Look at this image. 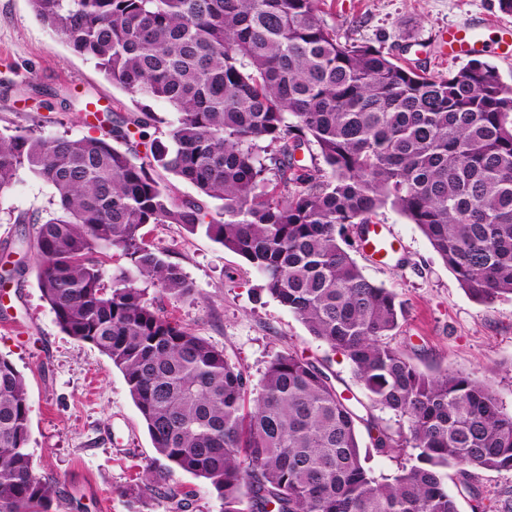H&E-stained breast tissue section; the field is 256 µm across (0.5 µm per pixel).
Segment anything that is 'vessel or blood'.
I'll return each instance as SVG.
<instances>
[{"label":"vessel or blood","mask_w":512,"mask_h":512,"mask_svg":"<svg viewBox=\"0 0 512 512\" xmlns=\"http://www.w3.org/2000/svg\"><path fill=\"white\" fill-rule=\"evenodd\" d=\"M485 19L473 18L462 25L449 27L441 37L444 57L462 60L477 55H495L512 60V25L499 24L496 39L488 40L481 34ZM361 249L374 262L384 261L396 250V240L389 227L377 222L364 225L360 237Z\"/></svg>","instance_id":"vessel-or-blood-1"}]
</instances>
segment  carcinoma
Instances as JSON below:
<instances>
[{
	"instance_id": "cac0c4a2",
	"label": "carcinoma",
	"mask_w": 512,
	"mask_h": 512,
	"mask_svg": "<svg viewBox=\"0 0 512 512\" xmlns=\"http://www.w3.org/2000/svg\"><path fill=\"white\" fill-rule=\"evenodd\" d=\"M37 18L93 61L134 105L77 138L0 133V199L32 172L52 188L49 217L20 244L60 330L121 371L153 448L203 480L224 512H458L448 469L486 512L478 470L512 471V414L484 384L418 370L384 342L397 295L367 278L347 229L390 206L417 225L479 303L512 296V90L473 60L446 77L341 40L316 0H30ZM176 113L165 136L150 102ZM121 141L122 150L113 145ZM145 147L141 161L134 155ZM223 202H174L157 170ZM147 224L199 228L259 271L263 291L342 352L374 404L410 440L360 416L314 362L267 364L258 391L224 351L168 319L100 254L119 249L141 277L180 297L182 269L145 240ZM24 378L0 355V512H56L57 483L34 472ZM377 452L415 463L388 481ZM139 494L180 512L190 493L158 474ZM359 434L362 447V457H366L364 465L379 481H383L385 478H390L397 472L398 467L401 465L400 462L405 463L407 462L406 459L410 457V454H416L415 450L408 447L406 448L407 455L403 456L402 460L390 458L377 453L375 448L371 446L366 430L362 426L359 428Z\"/></svg>"
}]
</instances>
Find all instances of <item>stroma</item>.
<instances>
[{
    "label": "stroma",
    "instance_id": "stroma-1",
    "mask_svg": "<svg viewBox=\"0 0 512 512\" xmlns=\"http://www.w3.org/2000/svg\"><path fill=\"white\" fill-rule=\"evenodd\" d=\"M317 8L340 35L440 77L460 64L440 59L439 32L469 17L500 15L496 0H319ZM88 99L104 110L131 106L92 61L52 34L29 0H0V131L39 127L51 134L86 135ZM50 196L47 183L26 173L0 199V258H9L15 269L10 282L0 284V355L25 378L34 470L56 481L60 512H168L167 502L132 498L146 471L161 468L163 461L122 373L96 348L60 330L37 286L33 252L17 247L18 217L43 214ZM377 219L398 240L392 259L371 264L356 233L348 232L347 240L364 275L403 304L400 326L387 343L424 373L450 368L482 381L512 412V298L475 302L417 225L389 207ZM143 233L194 286L193 294L174 298L156 283L137 279L146 300L223 350L252 385H259L275 354L294 351L330 374L338 391L356 400L359 414H373L394 435L409 436L407 420L376 406L348 358L266 294L261 275L242 257L204 232L177 224H149ZM166 481L190 492L187 512H222L221 499L202 479L175 470Z\"/></svg>",
    "mask_w": 512,
    "mask_h": 512
}]
</instances>
